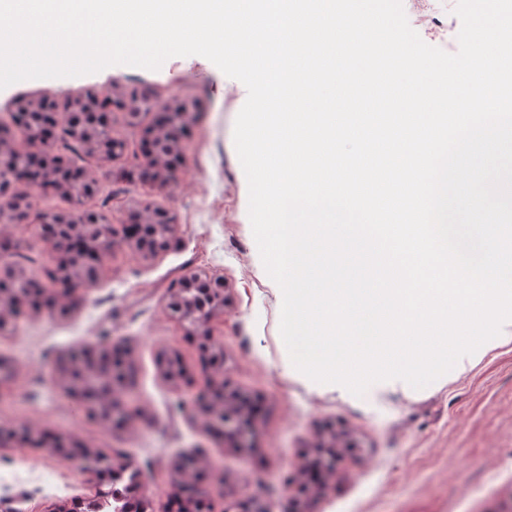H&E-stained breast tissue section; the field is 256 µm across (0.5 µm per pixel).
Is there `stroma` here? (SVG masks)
<instances>
[{
  "label": "stroma",
  "mask_w": 512,
  "mask_h": 512,
  "mask_svg": "<svg viewBox=\"0 0 512 512\" xmlns=\"http://www.w3.org/2000/svg\"><path fill=\"white\" fill-rule=\"evenodd\" d=\"M457 0H403L411 27L429 45L453 53L461 22ZM112 96L115 156L73 153L66 126L55 155L97 181L85 201L112 223H130L147 207L166 208L178 242L152 256L118 242L101 252L93 287L52 276L58 260L39 214L67 211L60 193L24 181L12 192L30 199L26 224H1L9 249L0 262L43 288L40 306L21 305L0 335V428L15 438L0 447V512H57L89 496L88 476L62 461L41 438L144 470L155 512L178 493L172 461L194 452L201 487L215 512L246 497L269 512H512V344L489 352L441 386L413 390L377 383L368 400L323 394L284 379L278 345L280 298L261 261L248 217V183L233 139L245 86L208 59L175 57L159 70L126 66L109 73L31 79L0 89V124L8 145L28 150L12 117L18 104ZM178 112L180 163L150 174L142 139L161 111ZM224 278V312L212 323L223 349L203 358L200 338L167 310L172 284L187 270ZM110 340L131 377L115 385L125 424L90 415L91 404L59 381L60 358ZM179 359L182 378L160 374L161 357ZM223 370L229 390L255 402L247 447L218 428L195 398Z\"/></svg>",
  "instance_id": "stroma-1"
}]
</instances>
